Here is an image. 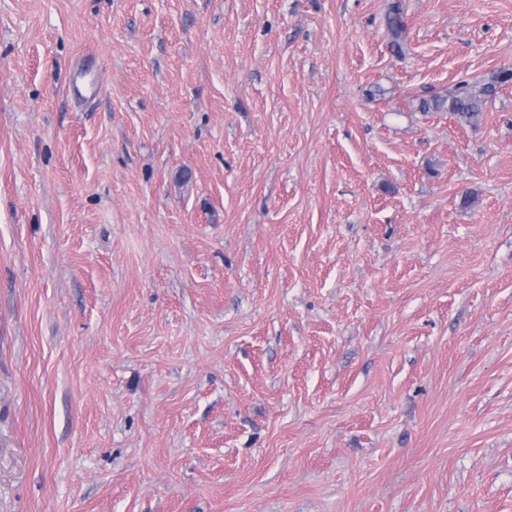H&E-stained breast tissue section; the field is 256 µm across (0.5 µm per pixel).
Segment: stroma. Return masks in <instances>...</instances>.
I'll return each instance as SVG.
<instances>
[{"instance_id":"stroma-1","label":"stroma","mask_w":512,"mask_h":512,"mask_svg":"<svg viewBox=\"0 0 512 512\" xmlns=\"http://www.w3.org/2000/svg\"><path fill=\"white\" fill-rule=\"evenodd\" d=\"M391 2L0 0V512H512V0ZM386 28L390 37V47L398 55L404 53L406 41V24L403 20L402 10L399 4L392 3L386 14ZM512 82V70L501 69L487 82H461L446 96H433L424 99L420 108L425 112H450L461 121L477 124L483 112V106L495 93L497 85Z\"/></svg>"}]
</instances>
